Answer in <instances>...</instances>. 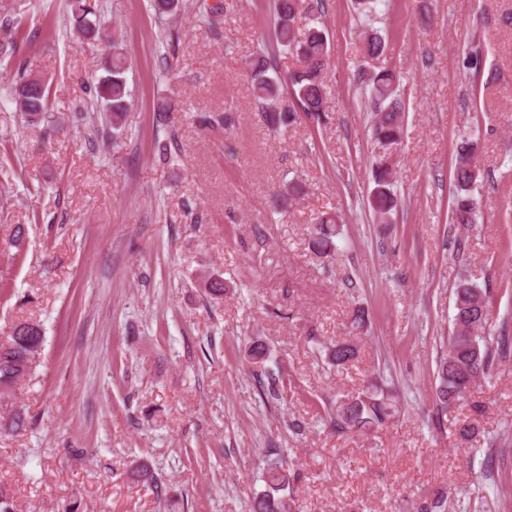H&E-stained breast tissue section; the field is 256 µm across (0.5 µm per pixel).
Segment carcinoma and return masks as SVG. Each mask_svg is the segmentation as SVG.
Segmentation results:
<instances>
[{
  "label": "carcinoma",
  "instance_id": "carcinoma-1",
  "mask_svg": "<svg viewBox=\"0 0 512 512\" xmlns=\"http://www.w3.org/2000/svg\"><path fill=\"white\" fill-rule=\"evenodd\" d=\"M71 16L73 30L81 37L95 38L111 50L106 75L95 84L96 99L104 102L112 116V126L120 125L127 111L130 90L127 81L128 58L119 37L107 33L100 18L97 0H64ZM317 16L325 11L324 0H274V35L276 43L298 58L299 65L285 75L274 68L272 57L262 44L246 60L254 97L265 112L268 130L279 133L304 117L312 123H322L325 117L324 99L327 86L323 71L327 65L331 44L325 30L317 25L300 27L296 21L300 8ZM20 23L0 19V62L17 66L19 76L9 102L32 123L45 122L46 132L55 131L54 121L47 115L46 86H41L19 101L21 92L29 84L30 76L24 74L20 61ZM363 54L378 59L386 52L385 38L370 28L362 32ZM463 67L472 77L490 84L498 79L493 71H485L484 48L478 41H471L463 60ZM365 93L370 102L374 120L371 133L374 140L389 149L373 166V188L367 202L374 215L385 221L398 205L394 191V154L390 149L399 146L403 137L404 105L401 100L400 81L396 72L386 66L365 74ZM289 92L291 104H278L284 92ZM484 179L478 162V143L466 136L459 141L453 161V180L456 194L453 197L451 220L461 226L475 222L478 200L472 190ZM342 216L335 211H325L312 226V246L324 257L337 250L335 239L340 234ZM490 292L487 287L461 278L453 292V326L443 340L444 351L437 358L434 371V400L438 412L461 401L469 388L481 379L491 376L496 361L512 353V337L486 336L490 319ZM44 336L41 325L35 321L16 323L0 343V394L7 395L12 388L36 366L42 351ZM329 363L344 366L357 357L356 347L346 339L338 340L326 348ZM402 407L395 389L384 377H379L358 393L336 402L330 409L332 427L338 432L365 434L375 432L393 422ZM32 425L27 416L15 411L7 418L0 417V433L18 432ZM455 439L469 443L480 434V424L475 420L464 421L454 428ZM266 489L257 493L249 512H295V500L283 494L288 486V470L273 464L266 472ZM448 493L436 490L416 508V512H447Z\"/></svg>",
  "mask_w": 512,
  "mask_h": 512
}]
</instances>
